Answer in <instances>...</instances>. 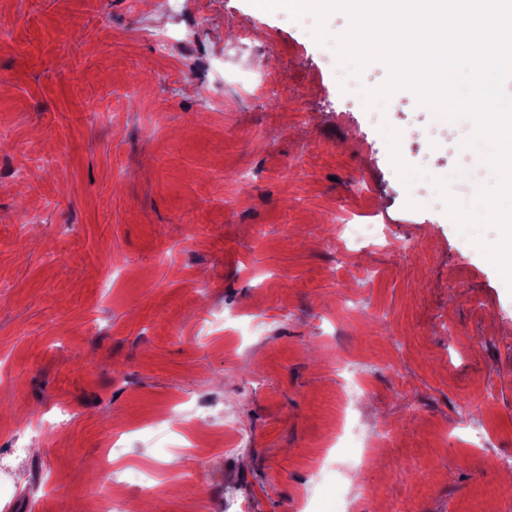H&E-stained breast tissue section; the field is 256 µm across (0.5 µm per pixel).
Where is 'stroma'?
<instances>
[{
	"instance_id": "35a3bbf8",
	"label": "stroma",
	"mask_w": 512,
	"mask_h": 512,
	"mask_svg": "<svg viewBox=\"0 0 512 512\" xmlns=\"http://www.w3.org/2000/svg\"><path fill=\"white\" fill-rule=\"evenodd\" d=\"M0 510L296 512L361 371L377 448L345 512H493L512 473L444 436L468 420L512 454V289L432 184L477 165L470 119L408 89L366 108L332 44L251 0H0ZM161 28L185 39L159 53ZM81 43H73L74 31ZM277 70L259 98L251 71ZM428 177L405 189L383 126ZM378 216L387 240L328 244ZM418 244L399 258L397 247ZM495 404L478 403L489 375ZM248 445L198 430L188 401ZM124 458L106 465L109 433ZM149 466L155 489L120 483ZM193 472V483L180 474Z\"/></svg>"
}]
</instances>
